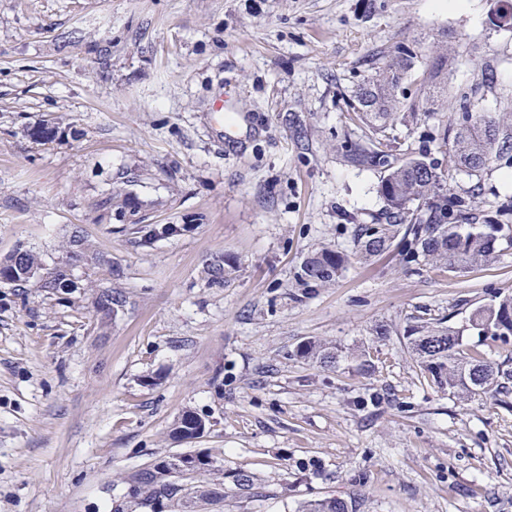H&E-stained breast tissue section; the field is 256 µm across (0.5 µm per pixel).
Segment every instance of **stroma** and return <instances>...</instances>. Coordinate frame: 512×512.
Segmentation results:
<instances>
[{
    "label": "stroma",
    "instance_id": "obj_1",
    "mask_svg": "<svg viewBox=\"0 0 512 512\" xmlns=\"http://www.w3.org/2000/svg\"><path fill=\"white\" fill-rule=\"evenodd\" d=\"M499 0H0V257L24 244L47 264L81 231L96 261L73 294L0 284V512H112L129 478L184 453L224 467L222 512H299L336 497L349 512H512V387L462 396L421 375L404 334L459 330L495 365L512 346L479 340L474 309L512 296V244L457 272L406 263L401 240L357 259L380 222L381 166L351 147L373 134L351 112L375 60L413 48L446 83L415 74L416 112L381 133L395 157L430 146L460 95L512 124V26ZM240 114L239 140L215 123ZM53 115L63 135L26 128ZM462 224L512 225V157L453 172ZM137 197L118 217L107 192ZM178 224L141 240L136 223ZM348 258L327 284L303 260ZM238 270L206 284L217 256ZM122 295L102 321V292ZM387 328L378 337L379 328ZM332 342L340 362L298 356ZM206 432L174 440L184 411ZM245 471L254 484L237 490Z\"/></svg>",
    "mask_w": 512,
    "mask_h": 512
}]
</instances>
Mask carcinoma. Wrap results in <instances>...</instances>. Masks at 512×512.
Masks as SVG:
<instances>
[{
    "instance_id": "carcinoma-1",
    "label": "carcinoma",
    "mask_w": 512,
    "mask_h": 512,
    "mask_svg": "<svg viewBox=\"0 0 512 512\" xmlns=\"http://www.w3.org/2000/svg\"><path fill=\"white\" fill-rule=\"evenodd\" d=\"M423 70L433 79L439 77L441 69L427 67L425 58L410 49H403L384 63L382 72L364 82L356 92L353 111L359 119L373 128L381 130L396 119L403 109L415 110L416 104L400 94L401 86L411 74ZM59 122L50 117L42 119L28 128L30 134L39 133L46 141L55 139ZM454 167L471 175L479 173L500 154L512 150V133L503 129L497 118L489 112H480L469 98L460 103L458 117L451 123ZM383 143L369 140L366 145H356L351 159L358 164L382 165L386 167L379 194L385 203V212L393 222L389 224H365L357 234L360 255L368 258L386 250L405 225L403 238L406 242L408 261L424 258L442 271H460L469 266L488 264L496 254L499 234L504 226L489 224L487 229L471 225L461 232L458 225L450 222L454 208L465 206V201L455 199L448 205V188L445 174L429 159L427 151L403 159L390 160L382 150ZM182 231L177 224H138L136 233L144 239L172 236ZM66 257L74 262L91 259L82 248V238L72 236ZM346 258L329 249H322L308 257L301 266L300 279L329 282L344 267ZM46 270V277L38 287L51 297L59 293L72 294L85 287L73 271L64 266L48 268L37 252L19 246L8 256L0 259V279L24 288L32 281L28 273ZM236 272L235 264L220 258L207 272V284L221 285ZM470 326L479 336H489L504 344L512 342V297H505L495 304L475 309L470 316ZM407 345L416 358L422 373L441 389H450L462 395L496 393L502 387L500 379L512 378L511 370H504L485 361L479 354H466L463 337L450 327L416 323L407 331ZM298 353L326 366L334 365L340 357L339 349L331 343L305 342ZM206 429L205 420L196 412L187 410L175 421L171 430L177 439L196 438V433ZM178 459L136 473L128 482L126 499L114 507V512H205L211 506L224 501V468L217 460L205 455V460L176 476ZM216 475L210 485H197L193 479L198 474ZM303 512H348L345 501L325 498L307 502Z\"/></svg>"
}]
</instances>
